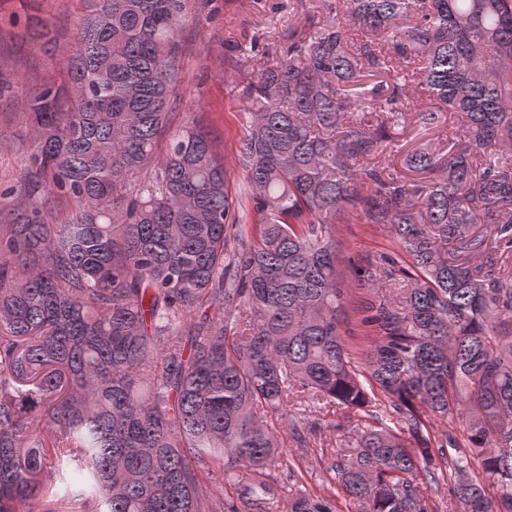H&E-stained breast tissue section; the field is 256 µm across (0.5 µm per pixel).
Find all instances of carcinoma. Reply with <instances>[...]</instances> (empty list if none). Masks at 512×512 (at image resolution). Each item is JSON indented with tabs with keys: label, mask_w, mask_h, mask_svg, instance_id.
Masks as SVG:
<instances>
[{
	"label": "carcinoma",
	"mask_w": 512,
	"mask_h": 512,
	"mask_svg": "<svg viewBox=\"0 0 512 512\" xmlns=\"http://www.w3.org/2000/svg\"><path fill=\"white\" fill-rule=\"evenodd\" d=\"M325 2L247 80L232 197L208 134L170 130L185 0H84L64 81L24 101L25 203L0 193V512H438L442 483L460 512H512V0ZM450 113L449 150L404 157L417 177L386 161ZM354 210L399 253L352 285ZM397 277L352 356L350 291ZM304 400L372 422L296 459L277 422ZM312 464L336 494L307 491Z\"/></svg>",
	"instance_id": "obj_1"
}]
</instances>
